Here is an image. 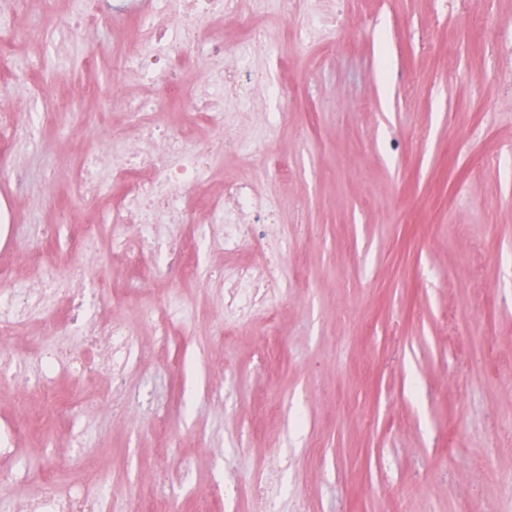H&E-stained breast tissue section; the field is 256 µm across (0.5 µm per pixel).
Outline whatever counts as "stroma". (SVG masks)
<instances>
[{
	"label": "stroma",
	"instance_id": "stroma-1",
	"mask_svg": "<svg viewBox=\"0 0 512 512\" xmlns=\"http://www.w3.org/2000/svg\"><path fill=\"white\" fill-rule=\"evenodd\" d=\"M341 16L326 43L295 52L292 20L244 12L224 25L235 42L263 25L288 65L255 55L288 91L273 144L291 172L260 181L279 203L275 224L243 225L241 249L199 247L201 267L232 269L279 256L287 292L277 335L255 315L225 340L220 282L175 287L113 260L97 244L82 261L115 288L171 294L194 317L165 346L141 327V354L122 377L56 374L59 393L83 389L70 419L0 386V428L32 465L58 482L106 474L132 512L177 492L183 512H254L252 472L273 470L285 512H512V0H311ZM11 18L15 69L35 73L34 109L59 94L72 109L0 156V271L30 284L32 247L64 269L66 239L38 243L39 224L62 213L43 195L46 176L74 169L122 120L109 93L111 62L85 63L86 44L55 19ZM492 22L494 39L480 35ZM473 25L466 46L456 30ZM97 88L89 96L88 88ZM24 174L25 192L15 189ZM89 430L75 452L74 437ZM234 475V500L215 486Z\"/></svg>",
	"mask_w": 512,
	"mask_h": 512
}]
</instances>
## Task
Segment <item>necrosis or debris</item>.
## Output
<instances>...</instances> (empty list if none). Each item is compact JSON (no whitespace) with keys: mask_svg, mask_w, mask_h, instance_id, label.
Returning <instances> with one entry per match:
<instances>
[{"mask_svg":"<svg viewBox=\"0 0 512 512\" xmlns=\"http://www.w3.org/2000/svg\"><path fill=\"white\" fill-rule=\"evenodd\" d=\"M104 14L112 20V39L92 43L86 60H112V99L122 108L128 136L116 153L108 141H97L89 169L75 172L73 181L79 197H94L96 178L105 170L124 190L104 202L103 220L71 234L69 247L82 254L105 235L112 255L148 268L154 278L182 283L195 277L197 242L232 255L240 248L239 228L247 217L260 224L275 221V201L258 196L254 181L286 174L287 163L266 161L251 176L224 182L220 192L206 191L214 157L238 130L237 114L225 109L224 96L249 98L251 55H271L275 48L252 31L236 44H225L217 31L230 15L228 0H85L66 24L74 35L88 36ZM201 58L208 64L207 79L186 91L183 77ZM160 81L169 96L186 99L192 127L164 123L162 101L153 93ZM42 120L26 99L0 106V145L10 146L18 132L36 131ZM210 277L225 283L227 315L267 313L277 303L273 259L239 265L229 275L218 268ZM140 294L134 281L113 295L111 282L88 280L80 266L63 279L44 268L34 286L1 291L0 380H19L24 391L47 393L63 367L124 374L139 354L124 310L141 302ZM103 295L112 296L111 307H101ZM141 304V322L160 337L193 313L192 307L166 298ZM37 306L65 316L53 321L51 339L20 350L16 336ZM19 484L37 486L38 492L22 498L5 494V487ZM106 487V480L94 475L86 486L63 489L45 470L22 464L0 472V512H127L123 498L107 494Z\"/></svg>","mask_w":512,"mask_h":512,"instance_id":"4bbe7bcc","label":"necrosis or debris"}]
</instances>
